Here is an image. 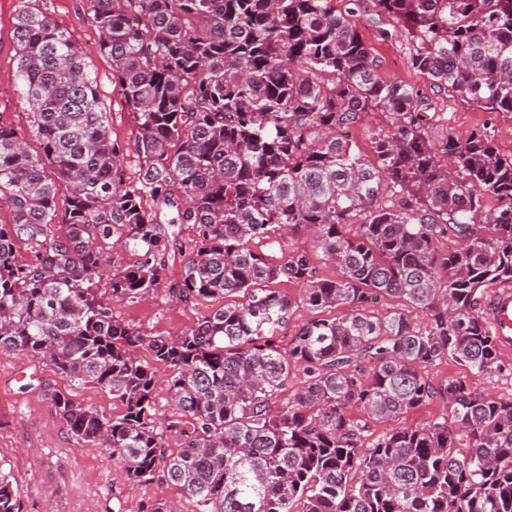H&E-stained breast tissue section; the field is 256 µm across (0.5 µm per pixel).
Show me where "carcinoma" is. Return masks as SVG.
<instances>
[{
  "instance_id": "obj_1",
  "label": "carcinoma",
  "mask_w": 512,
  "mask_h": 512,
  "mask_svg": "<svg viewBox=\"0 0 512 512\" xmlns=\"http://www.w3.org/2000/svg\"><path fill=\"white\" fill-rule=\"evenodd\" d=\"M15 2L28 133L0 125V351L121 403L107 415L48 392L75 439L197 512H512V399L426 375L447 360L501 368L482 298L512 282V155L484 128L431 140L428 99L378 75L338 0H83L138 127L129 181L86 51L37 0ZM375 4L434 86L512 112V0ZM375 109L395 122L366 162L338 131ZM56 223L67 231L51 238ZM177 224L195 242L165 290ZM284 229L312 235L337 276L319 277L306 250L276 255ZM448 237L461 246L436 250ZM109 240L137 259L105 279ZM164 292L246 302L172 336L115 313ZM390 298L425 322L372 315ZM299 302L313 317L283 344L275 330ZM157 364L170 369L163 417ZM297 368L302 386L278 401ZM434 399L433 421L396 425ZM353 410L391 427L370 434ZM0 512H19L1 463Z\"/></svg>"
}]
</instances>
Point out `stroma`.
<instances>
[{
	"label": "stroma",
	"mask_w": 512,
	"mask_h": 512,
	"mask_svg": "<svg viewBox=\"0 0 512 512\" xmlns=\"http://www.w3.org/2000/svg\"><path fill=\"white\" fill-rule=\"evenodd\" d=\"M52 17L73 32L91 55L98 93L106 106L114 136L126 146L123 170L127 179L139 175L141 160L135 148L137 128L132 115L112 84V65L94 52L97 35L82 7V0H45ZM14 0H0V124L27 131L26 109L16 90L15 51L11 30ZM355 22L380 61L378 73L387 80L415 85L432 104V139L453 135L466 139L472 130L488 127L499 151L512 155V112L489 113L459 98L440 92L431 80L411 65L413 43L401 35L391 19L378 16L374 0H360ZM222 300L148 299L117 308L152 336H170L194 326L201 317L222 307ZM505 370L472 374L447 361L431 367L428 375L439 381L463 378L480 391L512 398V354L504 355ZM70 388L39 360L0 351V460L11 471L21 512H150L155 503L175 501L180 512H196L191 500L175 487L158 481L129 480L109 453L82 446L56 413L47 392ZM73 389V388H70ZM78 400L100 412L117 415L120 402L93 386L73 389Z\"/></svg>",
	"instance_id": "stroma-1"
}]
</instances>
